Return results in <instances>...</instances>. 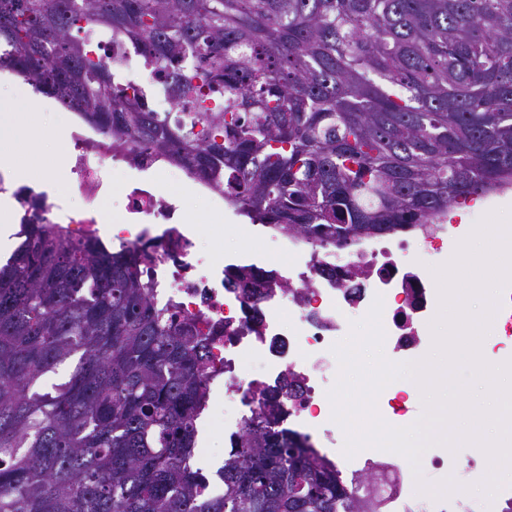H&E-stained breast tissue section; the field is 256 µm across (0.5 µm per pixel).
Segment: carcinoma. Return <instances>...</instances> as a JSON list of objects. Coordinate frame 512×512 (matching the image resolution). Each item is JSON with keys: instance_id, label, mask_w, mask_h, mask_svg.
<instances>
[{"instance_id": "1", "label": "carcinoma", "mask_w": 512, "mask_h": 512, "mask_svg": "<svg viewBox=\"0 0 512 512\" xmlns=\"http://www.w3.org/2000/svg\"><path fill=\"white\" fill-rule=\"evenodd\" d=\"M93 42L134 49L146 96ZM0 48L116 145L338 250L512 182V0H0ZM16 238L0 263V512H352L358 493L280 425L292 380L261 393L224 493L204 492L189 460L211 338L155 306L154 254L33 218Z\"/></svg>"}]
</instances>
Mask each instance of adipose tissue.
<instances>
[{"label":"adipose tissue","mask_w":512,"mask_h":512,"mask_svg":"<svg viewBox=\"0 0 512 512\" xmlns=\"http://www.w3.org/2000/svg\"><path fill=\"white\" fill-rule=\"evenodd\" d=\"M7 92L11 103L0 109V171L18 186L34 182L39 189L58 190L59 184L53 178L34 177L41 165L42 149L31 125L39 113L57 111V104L28 87L12 84Z\"/></svg>","instance_id":"1"}]
</instances>
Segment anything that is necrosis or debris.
Masks as SVG:
<instances>
[{"label": "necrosis or debris", "instance_id": "4bbe7bcc", "mask_svg": "<svg viewBox=\"0 0 512 512\" xmlns=\"http://www.w3.org/2000/svg\"><path fill=\"white\" fill-rule=\"evenodd\" d=\"M65 137V165L79 206L20 186L10 192L17 216L39 214L43 223L62 227L71 239L93 236L118 247L154 251L155 303L176 304L182 316L214 334L205 367L206 405L196 418L202 431L219 427L225 441H232L252 411L253 396L291 379L302 396L284 401V422L305 435L349 486L379 498L381 512H500L501 497L512 498V488L490 499L473 497L461 486L439 500L423 498L416 494L409 468L384 450L366 448L351 458L342 452L344 431L332 419L328 398L336 382L332 347L379 299L386 341L397 350L419 348L438 293L434 279L411 256L413 242L365 238L344 257L335 247L286 236L264 250L228 248L217 237L224 218L222 190L182 171V181L205 205L207 221L199 223L163 178L162 158L136 146L113 150L111 139L87 125L70 127ZM129 169L152 173V182L113 185L112 172ZM116 193L124 200L118 214L106 206ZM206 232L217 237L218 258L207 259L200 248ZM351 265L360 277L348 285L339 275ZM242 269L275 275L280 286L257 301L247 300L227 284ZM250 361L259 363V373L245 372ZM224 404L232 411L220 421L215 411Z\"/></svg>", "mask_w": 512, "mask_h": 512}]
</instances>
